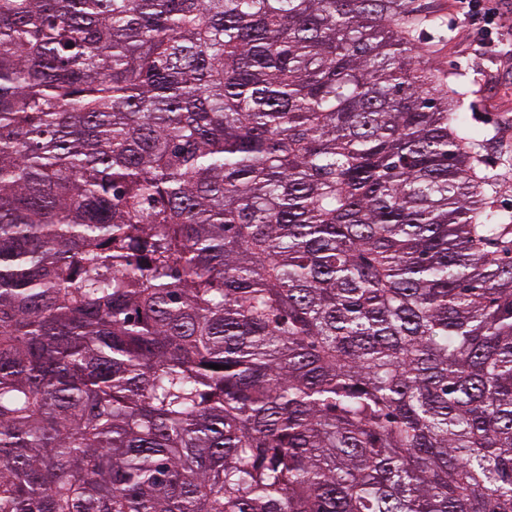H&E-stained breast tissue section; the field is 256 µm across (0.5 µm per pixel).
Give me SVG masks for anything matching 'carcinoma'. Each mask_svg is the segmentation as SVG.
I'll return each instance as SVG.
<instances>
[{"label":"carcinoma","instance_id":"cac0c4a2","mask_svg":"<svg viewBox=\"0 0 512 512\" xmlns=\"http://www.w3.org/2000/svg\"><path fill=\"white\" fill-rule=\"evenodd\" d=\"M412 20L0 0V512H512V217Z\"/></svg>","mask_w":512,"mask_h":512}]
</instances>
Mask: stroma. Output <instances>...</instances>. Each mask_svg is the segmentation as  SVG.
<instances>
[{
	"label": "stroma",
	"mask_w": 512,
	"mask_h": 512,
	"mask_svg": "<svg viewBox=\"0 0 512 512\" xmlns=\"http://www.w3.org/2000/svg\"><path fill=\"white\" fill-rule=\"evenodd\" d=\"M409 38L441 89L465 93L470 121L482 128V169L495 179L499 210L512 213V20L498 44L474 50V29L458 18L455 0H413Z\"/></svg>",
	"instance_id": "stroma-1"
}]
</instances>
